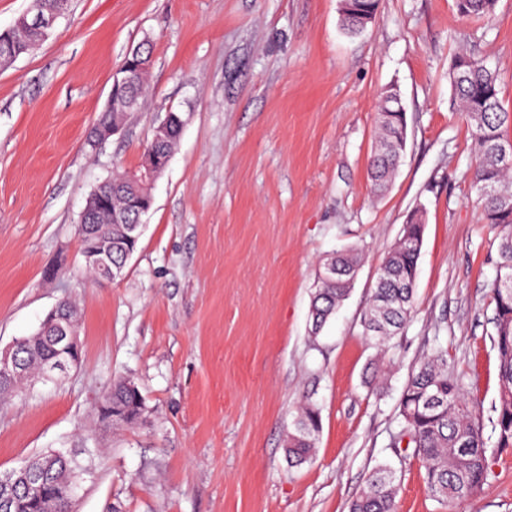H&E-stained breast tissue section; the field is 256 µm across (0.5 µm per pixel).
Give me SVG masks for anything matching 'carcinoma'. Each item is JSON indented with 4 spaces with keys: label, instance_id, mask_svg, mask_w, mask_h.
Wrapping results in <instances>:
<instances>
[{
    "label": "carcinoma",
    "instance_id": "1",
    "mask_svg": "<svg viewBox=\"0 0 512 512\" xmlns=\"http://www.w3.org/2000/svg\"><path fill=\"white\" fill-rule=\"evenodd\" d=\"M497 0H460L456 10L462 17L490 18ZM378 0H350L341 6L343 30L356 36L364 32L357 14H377ZM39 40L33 32L19 31L13 36L18 54H27L32 43ZM452 87L450 109L462 114L470 129L475 164L471 181L476 193L475 203L484 224L499 238L496 275L490 284L494 303L493 346L498 358L499 388L494 412L497 431L495 448H512V158L503 154L512 138L507 128L512 113L501 106L498 77L474 53L455 55L448 68ZM377 122L380 137L370 164V177L376 191H383L395 173L406 146V117L393 112L388 103L379 104ZM122 174L98 186L112 195V208L124 209L132 200L119 180ZM102 237L112 236V261H124L126 251H135L139 233L131 226L109 225L102 218L94 225ZM423 213L415 212L404 225L399 241L388 251L382 267L385 278L377 281L364 334L378 342L395 336L404 327L415 300L418 258L423 241ZM358 254L338 253L326 259L320 286L311 302L312 331L317 333L336 312V307L350 292ZM53 333L23 338L17 349L20 364L26 372L42 371L56 355ZM112 398V407L135 417L142 411L141 392L127 387V378L120 377L104 392ZM396 439L409 438L407 447L425 469L424 482L428 495L441 505L477 494L490 475L488 447L483 438V424L470 404L462 378L448 368L443 357L420 361L411 371L401 393ZM319 428L317 411L304 407L293 429L288 431L285 455L288 465L298 467L308 462L315 448ZM42 465L38 487L23 480L21 468L10 475L18 479L15 498L19 507L14 512H44L43 504L52 500L65 508L75 496L77 479L91 469L60 452L35 458ZM397 485L392 469L377 466L365 488L351 502L349 512H395Z\"/></svg>",
    "mask_w": 512,
    "mask_h": 512
}]
</instances>
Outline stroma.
Returning <instances> with one entry per match:
<instances>
[{
    "mask_svg": "<svg viewBox=\"0 0 512 512\" xmlns=\"http://www.w3.org/2000/svg\"><path fill=\"white\" fill-rule=\"evenodd\" d=\"M340 0H72L34 52L0 66V350L60 301L81 315L79 365L0 406V474L46 451L94 456L74 512H348L372 469L397 472V512H512V448L475 497L444 507L394 444L411 369L445 351L488 423L497 241L471 188L464 119L449 108L463 47L496 70L512 112V0L487 20L454 0H379L359 37ZM150 40L148 105L90 145L114 73ZM396 87L407 146L390 189L368 178L379 95ZM185 120L122 279L85 271L89 194L138 165L166 112ZM416 297L384 347L363 334L378 269L415 209ZM356 249L349 296L311 334L323 261ZM146 402L101 428L113 378ZM319 413L314 459L288 465L298 410Z\"/></svg>",
    "mask_w": 512,
    "mask_h": 512,
    "instance_id": "1",
    "label": "stroma"
}]
</instances>
